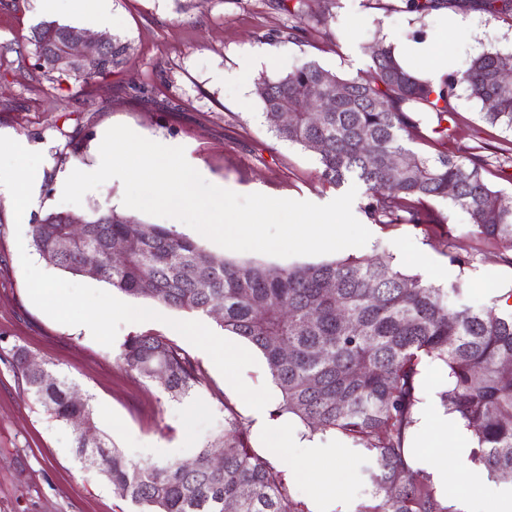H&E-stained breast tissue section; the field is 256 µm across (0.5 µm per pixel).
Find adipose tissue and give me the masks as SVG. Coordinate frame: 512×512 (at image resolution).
I'll return each mask as SVG.
<instances>
[{
	"label": "adipose tissue",
	"instance_id": "1",
	"mask_svg": "<svg viewBox=\"0 0 512 512\" xmlns=\"http://www.w3.org/2000/svg\"><path fill=\"white\" fill-rule=\"evenodd\" d=\"M397 59L400 64L418 70L421 79L437 80L448 68V54L432 41L414 42L402 48ZM417 433L420 442V462L431 474L440 494L448 492V465L441 458L447 446L465 448L464 431L454 420L444 414L434 396H427L415 410Z\"/></svg>",
	"mask_w": 512,
	"mask_h": 512
}]
</instances>
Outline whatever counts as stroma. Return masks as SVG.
Returning <instances> with one entry per match:
<instances>
[{"instance_id":"1","label":"stroma","mask_w":512,"mask_h":512,"mask_svg":"<svg viewBox=\"0 0 512 512\" xmlns=\"http://www.w3.org/2000/svg\"><path fill=\"white\" fill-rule=\"evenodd\" d=\"M97 0H61L46 16L38 0H0V130L13 133L42 153L40 200L26 225L16 227L13 207L0 197V512H130L96 470L75 456L72 427L59 424L33 402L5 357L13 346L28 350L73 380L90 397L97 426L127 457L162 462L195 456L222 435L224 418L242 422L251 447L263 442L249 407L225 385L212 360L170 327L183 311L161 307V320L122 325L113 346L96 342L83 328L58 323L30 300L16 244L51 212L83 219L92 210L122 209L124 187L111 179L85 194L81 204L63 203L59 180L73 170L98 167L99 146L114 125L166 146H181L187 161L208 182L239 194L326 204L343 188L322 184L315 153L278 138L256 94L259 77H275L307 60L337 75H363L373 46L391 48L447 35L448 69L468 67L478 55L512 51V18L476 12L467 24L446 28L442 12L425 22L406 11L403 0H305L308 15L331 12L329 26L309 25L301 43L280 41L288 25L280 0H111L112 21L93 23ZM91 35L120 36L135 48L129 62L86 84L59 83L33 66L32 31L46 19ZM455 144L484 156L490 184L512 198V129L487 124L482 105L465 87L450 100ZM365 192L353 202L354 216L371 233L369 248H347L333 260L397 256L406 273L422 262L448 271L444 287L463 285L461 304L501 305L512 294V261L495 244L468 236L469 219L448 202H431V224H378L367 219ZM140 223L186 236L202 249L230 261L294 267L307 256L278 258L234 252L184 223L138 213ZM473 253L468 265L451 254ZM162 336L183 348L201 367L204 380L177 400L157 382L127 370L119 361L126 339Z\"/></svg>"}]
</instances>
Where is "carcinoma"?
<instances>
[{"label":"carcinoma","instance_id":"cac0c4a2","mask_svg":"<svg viewBox=\"0 0 512 512\" xmlns=\"http://www.w3.org/2000/svg\"><path fill=\"white\" fill-rule=\"evenodd\" d=\"M404 2L421 21L441 8L512 15V0ZM282 7L293 19L282 38L297 40L304 30V0ZM67 29L44 21L32 35L35 67L58 81L86 83L130 59L131 44L114 36L98 71L72 70L61 63ZM505 69L512 70V52L488 51L434 87L407 72L391 48L379 46L364 76L341 78L309 60L275 78H260L256 92L276 136L317 155L322 182L365 187L363 210L370 219L424 225L430 202L447 199L468 214L469 235L512 253V204L488 183L483 161L448 151L454 139L449 100L459 85L481 102L487 123L512 129V87L499 81ZM337 86L344 95L335 109L313 122L312 110ZM282 108L291 113L285 125L272 118ZM418 112L435 115L432 133L440 149L434 155L411 148L426 139ZM400 156L410 164L396 167L393 159ZM136 223L133 214L93 212L83 237L54 265L80 276L85 265L95 263L99 280L111 288L183 312L208 315L221 306L220 327L265 358L282 397L278 414L364 449L363 474L371 491L356 512H454L411 447L418 377L427 359L447 370L441 400L471 431L474 463L494 481L512 479V309L453 306L448 298L459 287L447 290L405 274L391 256L292 268L238 263L164 227L144 225L137 236ZM67 235L61 212L31 230L41 256L56 254ZM111 248L125 253L122 265L112 266ZM25 353L22 347L10 350L18 379L58 422L85 426L86 435L74 440L77 457L104 475L135 512H227L229 504L233 512H309L281 472L249 445L237 418L224 419V436L191 460L134 461L97 432L88 401L68 398L73 383L45 368L30 372ZM119 360L159 382L172 398L188 395L203 381L199 364L162 336L129 337ZM216 454L224 455L218 469L211 466Z\"/></svg>","mask_w":512,"mask_h":512}]
</instances>
